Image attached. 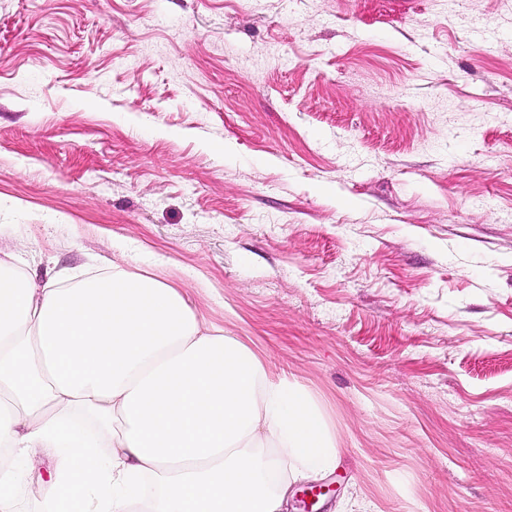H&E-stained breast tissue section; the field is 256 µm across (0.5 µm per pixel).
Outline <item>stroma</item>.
<instances>
[{
  "mask_svg": "<svg viewBox=\"0 0 512 512\" xmlns=\"http://www.w3.org/2000/svg\"><path fill=\"white\" fill-rule=\"evenodd\" d=\"M5 256L301 382L315 512H512V0H0Z\"/></svg>",
  "mask_w": 512,
  "mask_h": 512,
  "instance_id": "obj_1",
  "label": "stroma"
}]
</instances>
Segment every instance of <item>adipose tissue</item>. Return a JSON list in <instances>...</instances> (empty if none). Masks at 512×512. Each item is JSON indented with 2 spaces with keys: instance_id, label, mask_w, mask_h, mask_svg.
Returning <instances> with one entry per match:
<instances>
[{
  "instance_id": "adipose-tissue-1",
  "label": "adipose tissue",
  "mask_w": 512,
  "mask_h": 512,
  "mask_svg": "<svg viewBox=\"0 0 512 512\" xmlns=\"http://www.w3.org/2000/svg\"><path fill=\"white\" fill-rule=\"evenodd\" d=\"M262 436L278 456L260 454ZM0 447V512L21 488L45 512H281L274 471L336 464L305 387L202 328L179 289L119 268L36 284L2 261ZM35 453L56 457V476L22 486Z\"/></svg>"
}]
</instances>
